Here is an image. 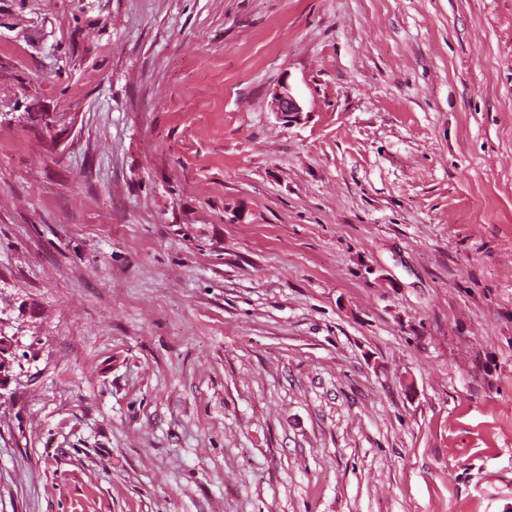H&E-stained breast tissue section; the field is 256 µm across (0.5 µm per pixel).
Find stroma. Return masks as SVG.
Wrapping results in <instances>:
<instances>
[{
	"label": "stroma",
	"mask_w": 512,
	"mask_h": 512,
	"mask_svg": "<svg viewBox=\"0 0 512 512\" xmlns=\"http://www.w3.org/2000/svg\"><path fill=\"white\" fill-rule=\"evenodd\" d=\"M0 336V512H512V0H0ZM270 109L277 112L288 123H297L302 119L303 107L292 93L291 87L284 83L271 92Z\"/></svg>",
	"instance_id": "stroma-1"
}]
</instances>
